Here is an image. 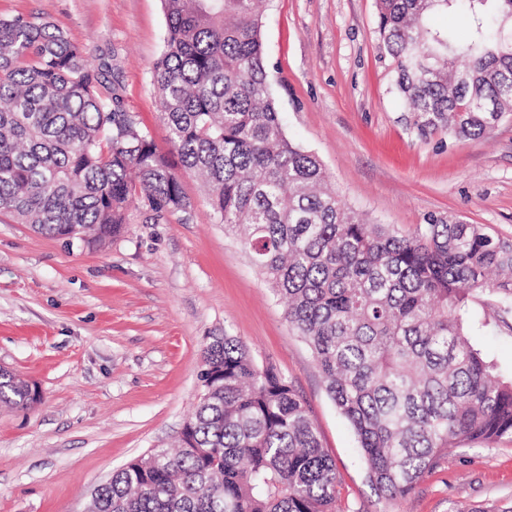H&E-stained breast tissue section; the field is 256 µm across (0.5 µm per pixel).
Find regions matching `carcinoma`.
Segmentation results:
<instances>
[{
	"instance_id": "obj_1",
	"label": "carcinoma",
	"mask_w": 512,
	"mask_h": 512,
	"mask_svg": "<svg viewBox=\"0 0 512 512\" xmlns=\"http://www.w3.org/2000/svg\"><path fill=\"white\" fill-rule=\"evenodd\" d=\"M461 1L465 38L431 26ZM262 3L162 0L151 77L168 142L285 302L369 482L386 500L405 498L448 449L512 439V377L469 339L475 300L512 314V242L433 215L402 235L338 199L321 161L282 127ZM376 4L393 89L418 136L478 138L512 115V0ZM135 204L190 207L104 65L39 16H0V212L94 249ZM201 357L178 448L113 471L89 512H336L335 463L292 382L227 333ZM0 402L26 411L39 400L0 368Z\"/></svg>"
}]
</instances>
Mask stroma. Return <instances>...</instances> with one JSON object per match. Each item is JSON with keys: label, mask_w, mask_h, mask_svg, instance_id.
Wrapping results in <instances>:
<instances>
[{"label": "stroma", "mask_w": 512, "mask_h": 512, "mask_svg": "<svg viewBox=\"0 0 512 512\" xmlns=\"http://www.w3.org/2000/svg\"><path fill=\"white\" fill-rule=\"evenodd\" d=\"M17 15L45 18L108 63L125 110L180 166L151 80L166 29L161 0H0V16ZM263 42L285 133L321 160L342 201L404 232L451 215L512 239V119L480 138L419 137L392 90L375 0H269ZM182 182L188 210L130 209L123 233L97 250L0 214V367L41 394L29 411L0 405V512H86L114 470L171 447L197 402L201 348L224 332L306 401L336 462L341 512L512 506L507 440L449 449L411 495L378 498L283 304L200 181L186 172ZM472 341L512 372L511 314Z\"/></svg>", "instance_id": "1"}]
</instances>
